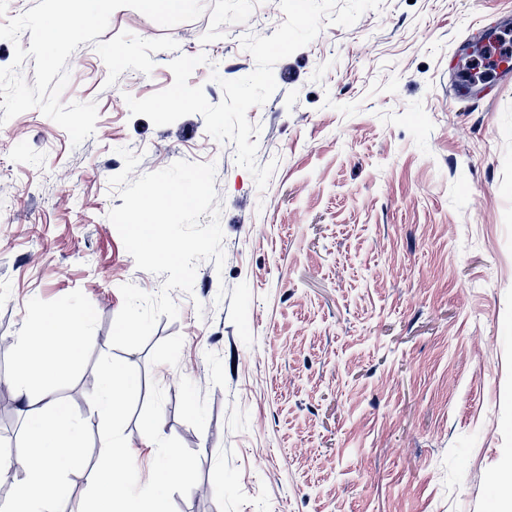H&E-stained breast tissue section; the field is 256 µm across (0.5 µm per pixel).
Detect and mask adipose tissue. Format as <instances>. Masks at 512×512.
Returning <instances> with one entry per match:
<instances>
[{
  "mask_svg": "<svg viewBox=\"0 0 512 512\" xmlns=\"http://www.w3.org/2000/svg\"><path fill=\"white\" fill-rule=\"evenodd\" d=\"M39 327L23 337L24 357L39 361L47 383L38 394H31L26 367H19L15 382L23 411L32 428L49 426L48 435L32 441L20 462L15 497L8 512H56L53 492L62 491L68 467L79 462L84 423L60 407L53 396L54 381L63 379L69 367L78 361L80 347L73 331L86 329L89 313L68 307L40 313Z\"/></svg>",
  "mask_w": 512,
  "mask_h": 512,
  "instance_id": "ef3b65f1",
  "label": "adipose tissue"
}]
</instances>
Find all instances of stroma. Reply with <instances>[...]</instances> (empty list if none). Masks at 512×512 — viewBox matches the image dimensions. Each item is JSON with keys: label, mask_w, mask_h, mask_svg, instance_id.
I'll return each mask as SVG.
<instances>
[{"label": "stroma", "mask_w": 512, "mask_h": 512, "mask_svg": "<svg viewBox=\"0 0 512 512\" xmlns=\"http://www.w3.org/2000/svg\"><path fill=\"white\" fill-rule=\"evenodd\" d=\"M163 27L115 10L67 60L62 103L96 102L72 145L40 110L0 126V382L41 311L88 309L82 355L58 401L94 416L95 364L114 354L164 392L160 430L199 457L176 512H502L512 500V81L454 98L459 46L512 0H382L349 27L324 24L274 67L277 89L247 117L265 189L201 115L155 126L126 97L172 85L169 63L206 55L190 85L210 103L255 61L279 0H202ZM176 161L215 163L223 268L203 261L172 290L138 350L111 346L120 287L157 293L108 218L110 179ZM226 297H219V289ZM83 437L58 512H75L99 461Z\"/></svg>", "instance_id": "35a3bbf8"}]
</instances>
